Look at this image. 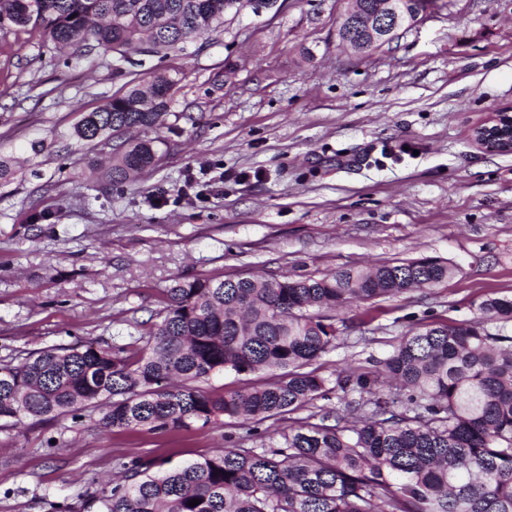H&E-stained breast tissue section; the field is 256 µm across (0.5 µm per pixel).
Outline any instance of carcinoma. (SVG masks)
<instances>
[{
  "label": "carcinoma",
  "mask_w": 512,
  "mask_h": 512,
  "mask_svg": "<svg viewBox=\"0 0 512 512\" xmlns=\"http://www.w3.org/2000/svg\"><path fill=\"white\" fill-rule=\"evenodd\" d=\"M434 0H400L410 21ZM251 0H0V25L40 26L84 59L96 51L168 56L224 26ZM179 79L158 71L83 115L72 137H114L112 182L157 162V136ZM156 133V137L139 134ZM433 257L344 267L293 278L204 276L167 289L158 320L123 347L93 341L0 362V421L98 413L107 432L242 425L302 410L332 391L315 367L336 347V312L452 278ZM474 317L420 324L376 362L340 371L336 388L371 412L334 425L302 418L268 448L229 446L215 457L151 472L135 461L104 487L97 512H512V298L487 297ZM263 375L237 390L199 388L215 373ZM198 499L191 507L188 502Z\"/></svg>",
  "instance_id": "carcinoma-1"
}]
</instances>
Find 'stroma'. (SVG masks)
I'll return each mask as SVG.
<instances>
[{
  "instance_id": "35a3bbf8",
  "label": "stroma",
  "mask_w": 512,
  "mask_h": 512,
  "mask_svg": "<svg viewBox=\"0 0 512 512\" xmlns=\"http://www.w3.org/2000/svg\"><path fill=\"white\" fill-rule=\"evenodd\" d=\"M342 8H246L132 75L108 53L71 58L39 27L0 29V156L14 161L0 183V361L125 345L177 280L422 257L459 266L438 286L371 303V322L339 324L317 362L332 380L372 368L417 323L468 320L474 302L512 297V153L474 138L512 107V0H435L423 23L364 58L338 43ZM166 68L181 81L160 162L105 182L110 144L80 146L74 126L131 76ZM36 211L45 220L32 222ZM346 402L335 390L253 431L224 418L104 432L86 412L0 427V512H96L134 460L170 468L258 448L311 412L335 424Z\"/></svg>"
}]
</instances>
